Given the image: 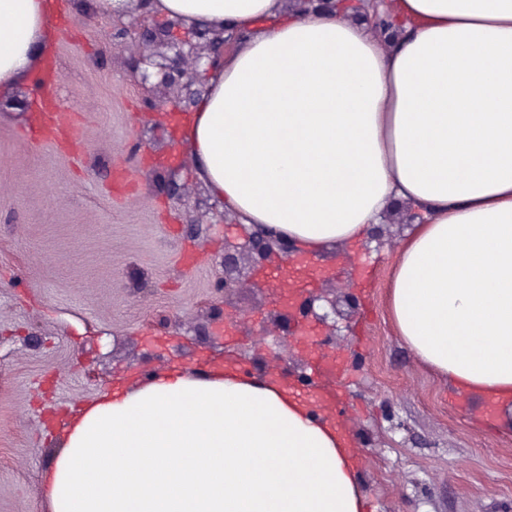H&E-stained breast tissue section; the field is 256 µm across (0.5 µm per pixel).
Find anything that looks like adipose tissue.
Segmentation results:
<instances>
[{"label":"adipose tissue","instance_id":"adipose-tissue-1","mask_svg":"<svg viewBox=\"0 0 512 512\" xmlns=\"http://www.w3.org/2000/svg\"><path fill=\"white\" fill-rule=\"evenodd\" d=\"M245 33L182 117L210 195L317 255L390 199L423 208L386 287L400 338L456 389L512 410V0H396L380 51L282 0H156ZM49 0H0V90L40 63ZM50 512H364L344 431L276 382L151 377L74 414Z\"/></svg>","mask_w":512,"mask_h":512}]
</instances>
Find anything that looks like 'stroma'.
<instances>
[{"mask_svg":"<svg viewBox=\"0 0 512 512\" xmlns=\"http://www.w3.org/2000/svg\"><path fill=\"white\" fill-rule=\"evenodd\" d=\"M61 2L68 32L45 55L61 72L60 110L82 118L81 140L34 144L25 113L0 105V512H49L43 478L72 412L136 385L142 356L185 372L207 357L246 356L265 370L253 336L281 291L271 269L251 268L250 287L227 306L247 316V333L226 334L223 316L210 315L215 258L244 227L204 206L188 231L167 165H180L190 200L206 193L179 132L143 113L128 57L100 64L111 23ZM136 138L162 150L164 168L129 155ZM295 258L317 268L315 287L332 273L357 299L351 332L336 339L341 373L322 379L340 382L351 407L366 512H512V429L501 409L455 392L395 333L385 308L394 251L359 242ZM175 313L183 326L164 328Z\"/></svg>","mask_w":512,"mask_h":512,"instance_id":"1","label":"stroma"}]
</instances>
